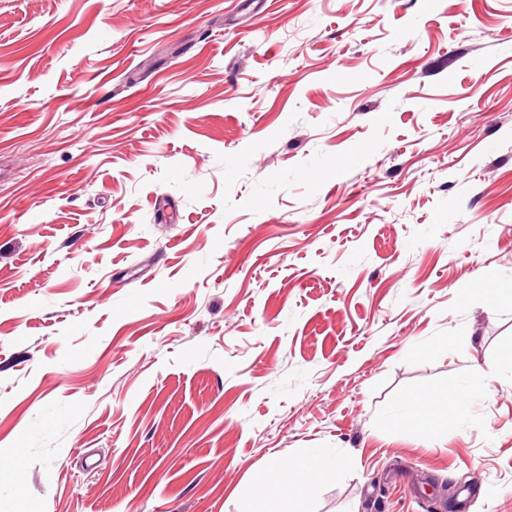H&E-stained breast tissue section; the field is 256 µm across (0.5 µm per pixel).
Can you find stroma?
<instances>
[{
    "mask_svg": "<svg viewBox=\"0 0 512 512\" xmlns=\"http://www.w3.org/2000/svg\"><path fill=\"white\" fill-rule=\"evenodd\" d=\"M509 351L512 0H0V512H512ZM346 468L347 463L337 454L334 455L323 448H310L304 459L294 465L288 467L276 465L255 475L252 483L241 490V495L246 499H252L270 490L288 488L287 506L277 512H300L301 510L288 507V503L296 501L304 493L307 483L300 478L303 471L313 474V482H316L338 479ZM313 482L308 480V484Z\"/></svg>",
    "mask_w": 512,
    "mask_h": 512,
    "instance_id": "1",
    "label": "stroma"
}]
</instances>
